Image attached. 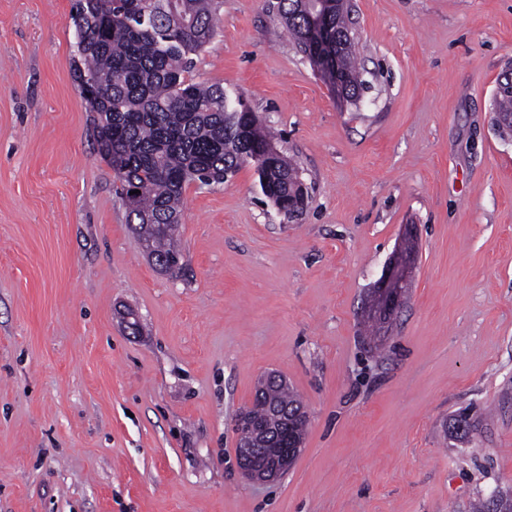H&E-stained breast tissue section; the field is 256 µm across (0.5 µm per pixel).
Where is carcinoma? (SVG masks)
Here are the masks:
<instances>
[{
	"label": "carcinoma",
	"mask_w": 512,
	"mask_h": 512,
	"mask_svg": "<svg viewBox=\"0 0 512 512\" xmlns=\"http://www.w3.org/2000/svg\"><path fill=\"white\" fill-rule=\"evenodd\" d=\"M299 3L279 5L298 48L307 26ZM223 7L224 0H72L73 25L83 24L74 74L83 97L94 93L88 104L99 154L121 183L130 230L157 265L173 271L180 270L175 224L187 183L222 184L252 164L269 202L288 199L295 186L283 179L294 164L282 153L266 154L272 138L243 99L190 77ZM338 72L348 94L360 97L352 39L338 54ZM131 186L140 193L130 194ZM258 392L288 410L304 441L306 421L295 415L300 400L288 385L265 382Z\"/></svg>",
	"instance_id": "carcinoma-1"
}]
</instances>
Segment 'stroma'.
Here are the masks:
<instances>
[{
  "label": "stroma",
  "mask_w": 512,
  "mask_h": 512,
  "mask_svg": "<svg viewBox=\"0 0 512 512\" xmlns=\"http://www.w3.org/2000/svg\"><path fill=\"white\" fill-rule=\"evenodd\" d=\"M278 2L224 0L191 76L244 97L307 206L278 214L249 164L189 184L170 275L98 153L71 0H0V512H471L512 493V138L493 109L512 0H351L354 102ZM409 226L405 301L372 347L367 296ZM269 372L309 421L260 485L233 422Z\"/></svg>",
  "instance_id": "stroma-1"
}]
</instances>
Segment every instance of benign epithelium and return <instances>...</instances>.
<instances>
[{"label":"benign epithelium","instance_id":"benign-epithelium-1","mask_svg":"<svg viewBox=\"0 0 512 512\" xmlns=\"http://www.w3.org/2000/svg\"><path fill=\"white\" fill-rule=\"evenodd\" d=\"M309 32L304 42L305 56L314 62L326 58L322 65L329 74L332 83L342 97H347L338 74L332 72V58L326 57L330 45L340 39L339 30L331 21V11L318 3L308 8ZM298 199L288 205H279V213L299 214L303 210L308 195L302 180L296 184ZM414 266V254L407 249H398L388 261L381 279L373 288L374 309L372 315L379 323H387L402 305L408 279ZM282 421L283 414L269 412L264 418L255 416V403L241 409L235 415L233 429L236 435L244 431L254 432V436L238 442L235 449V461L244 477L256 482H271L280 477L290 466L301 450V444L293 436H285L280 429L272 425L273 421Z\"/></svg>","mask_w":512,"mask_h":512}]
</instances>
